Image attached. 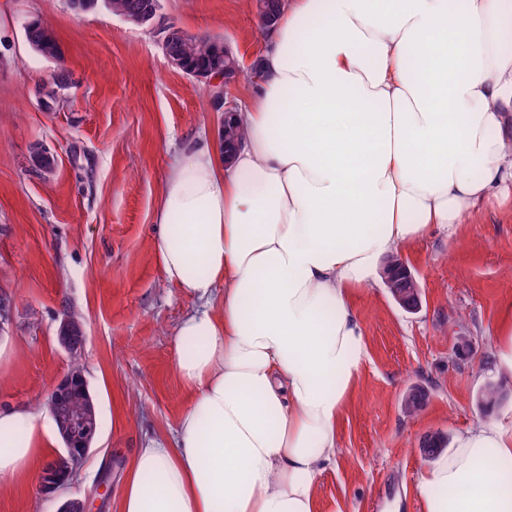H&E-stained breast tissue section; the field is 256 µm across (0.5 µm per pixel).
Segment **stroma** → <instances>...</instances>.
<instances>
[{
  "label": "stroma",
  "instance_id": "35a3bbf8",
  "mask_svg": "<svg viewBox=\"0 0 512 512\" xmlns=\"http://www.w3.org/2000/svg\"><path fill=\"white\" fill-rule=\"evenodd\" d=\"M160 12L225 44L246 69L267 43L254 0H160ZM37 18L62 59L28 46L24 25ZM60 72L71 85L43 106L35 88ZM223 129L210 94L169 65L147 28L103 8L74 12L68 0H0V292L13 301L0 331V407L39 412L47 457L63 453L45 400L70 370L57 330L77 312L98 419L68 485L45 493L36 462L0 481V512H58L71 498L90 501L89 512H119L135 449L174 425L186 390L171 337L199 303L160 274L154 212L174 156L200 132ZM39 147L56 157L52 175L32 165ZM401 257L422 305L406 312L380 281L357 287L367 351L339 420V453L319 479L317 512H422L421 439L439 432L452 442L479 423L512 420V393L488 412L479 401L501 383L494 365L500 317L512 307V196L469 222L434 227ZM413 384L428 398L411 418L401 404ZM107 470L100 510L95 490Z\"/></svg>",
  "mask_w": 512,
  "mask_h": 512
}]
</instances>
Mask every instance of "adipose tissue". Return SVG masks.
<instances>
[{"mask_svg": "<svg viewBox=\"0 0 512 512\" xmlns=\"http://www.w3.org/2000/svg\"><path fill=\"white\" fill-rule=\"evenodd\" d=\"M512 0H287L236 119L202 135L155 210L164 280L202 300L173 332L187 402L136 449L120 512H316L365 355L353 300L390 252L512 186ZM0 409V480L42 456ZM424 512H512V423L436 456Z\"/></svg>", "mask_w": 512, "mask_h": 512, "instance_id": "obj_1", "label": "adipose tissue"}]
</instances>
